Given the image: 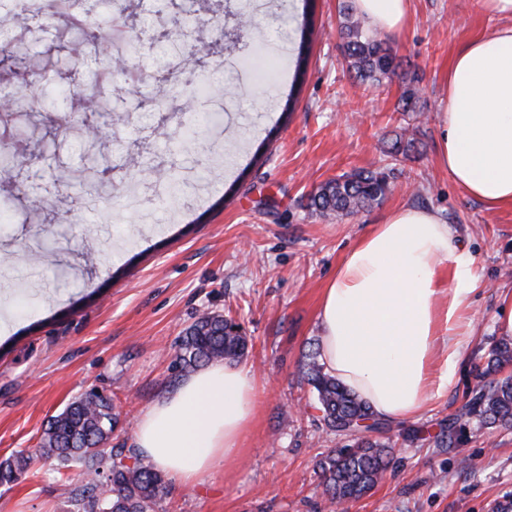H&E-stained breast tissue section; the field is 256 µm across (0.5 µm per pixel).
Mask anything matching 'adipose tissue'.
I'll return each instance as SVG.
<instances>
[{
  "label": "adipose tissue",
  "mask_w": 512,
  "mask_h": 512,
  "mask_svg": "<svg viewBox=\"0 0 512 512\" xmlns=\"http://www.w3.org/2000/svg\"><path fill=\"white\" fill-rule=\"evenodd\" d=\"M410 0H354L374 29L401 31ZM439 160L468 197L512 205V27L466 43L438 115ZM479 287L473 254L431 209L399 207L353 246L321 294V361L384 420L419 417L453 383ZM258 384L217 362L189 375L137 424L136 448L184 485L242 450Z\"/></svg>",
  "instance_id": "adipose-tissue-1"
}]
</instances>
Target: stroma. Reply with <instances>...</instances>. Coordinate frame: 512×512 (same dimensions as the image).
I'll list each match as a JSON object with an SVG mask.
<instances>
[{"label": "stroma", "mask_w": 512, "mask_h": 512, "mask_svg": "<svg viewBox=\"0 0 512 512\" xmlns=\"http://www.w3.org/2000/svg\"><path fill=\"white\" fill-rule=\"evenodd\" d=\"M342 2L220 0L214 17L192 0L187 34L161 44L154 32L167 15L155 0H105L100 13L139 38L98 87L114 103L98 160L86 159L79 126L60 125L54 107L14 117L32 159L0 178V198L11 203L0 214V461L37 448L50 416L92 390L114 405L113 444H134L141 414L183 380L171 369L180 337L219 312L248 338L241 364L263 389L257 415L230 474L193 486L169 481L156 512H329L318 462L348 439L320 422L301 370L320 347L321 292L372 225L417 206L441 212L476 258L472 334L448 391L417 421L385 426L395 468L343 510L512 512V429L472 430L453 448L432 439L477 385L490 343L512 339V207L465 196L437 158L457 49L508 22L478 0H411L403 30L385 36L401 63L396 76L364 84L346 70ZM304 23L310 53L293 94L285 63L298 42L278 41L275 31ZM51 25L49 34L26 33L32 62L66 53L65 18ZM236 33L232 51L191 52L194 41ZM159 75L174 92L157 100ZM200 85L207 93L183 111ZM410 86L418 99L407 121L395 106ZM402 133L415 147L397 162L388 148ZM105 162L112 196L91 210L79 185L47 173L74 167L94 179ZM391 167L392 189L371 210L336 219L308 207L330 179ZM413 425L429 439L405 441ZM0 512L73 507L54 464L38 461L31 475L0 487Z\"/></svg>", "instance_id": "obj_1"}]
</instances>
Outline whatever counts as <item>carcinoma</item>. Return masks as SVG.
Instances as JSON below:
<instances>
[{"label": "carcinoma", "instance_id": "obj_1", "mask_svg": "<svg viewBox=\"0 0 512 512\" xmlns=\"http://www.w3.org/2000/svg\"><path fill=\"white\" fill-rule=\"evenodd\" d=\"M73 43L70 52L48 65L80 73L87 84L86 99L95 107L83 109L93 115L111 111L99 98L100 83L112 78V57L95 51L99 30L97 18L81 0L71 4ZM340 26L348 68L361 81H380L396 73L399 63L379 35L363 28L352 9L343 8ZM308 27L300 29L299 52L294 61V80L303 75L308 61ZM0 54L10 61L29 58V47H18L8 31L0 30ZM4 87H12L27 112L51 105L36 86L27 68L4 66ZM27 160L24 147L0 152V171H9ZM394 172L357 170L344 173L318 188L309 207L322 216H347L380 203L390 190ZM241 328L221 314H207L192 324L181 337L173 361L179 372L193 371L212 361L235 360L247 350ZM320 354L306 356L302 375L311 387L322 421L334 433L348 430L353 442L330 450L320 461L323 493L332 507L356 500L370 491L392 468V449L364 431L381 432L370 405L325 371ZM512 342L503 338L488 353L486 366L478 373L479 383L467 395L462 412L440 425L437 443L451 447L459 433L473 425L479 429L512 428ZM372 424L362 425V422ZM116 414L112 400L86 393L50 417L36 453L19 451L0 462V486H10L29 472L34 457L52 460L59 472L78 470L79 484L70 490L75 512H155L168 495V485L158 467L130 446H109Z\"/></svg>", "mask_w": 512, "mask_h": 512}]
</instances>
